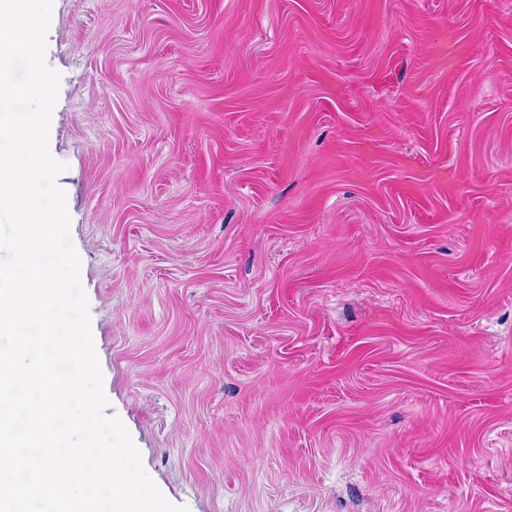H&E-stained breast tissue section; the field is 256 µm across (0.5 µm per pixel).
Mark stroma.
<instances>
[{
    "label": "stroma",
    "mask_w": 512,
    "mask_h": 512,
    "mask_svg": "<svg viewBox=\"0 0 512 512\" xmlns=\"http://www.w3.org/2000/svg\"><path fill=\"white\" fill-rule=\"evenodd\" d=\"M109 400L187 512H512V0H54Z\"/></svg>",
    "instance_id": "obj_1"
}]
</instances>
